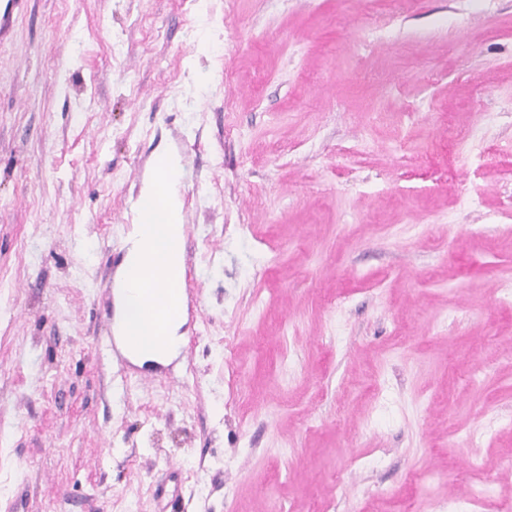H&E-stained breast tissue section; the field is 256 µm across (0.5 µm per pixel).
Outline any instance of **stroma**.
<instances>
[{
    "label": "stroma",
    "mask_w": 512,
    "mask_h": 512,
    "mask_svg": "<svg viewBox=\"0 0 512 512\" xmlns=\"http://www.w3.org/2000/svg\"><path fill=\"white\" fill-rule=\"evenodd\" d=\"M165 151L186 341L124 380ZM0 512H512V0H0Z\"/></svg>",
    "instance_id": "stroma-1"
}]
</instances>
